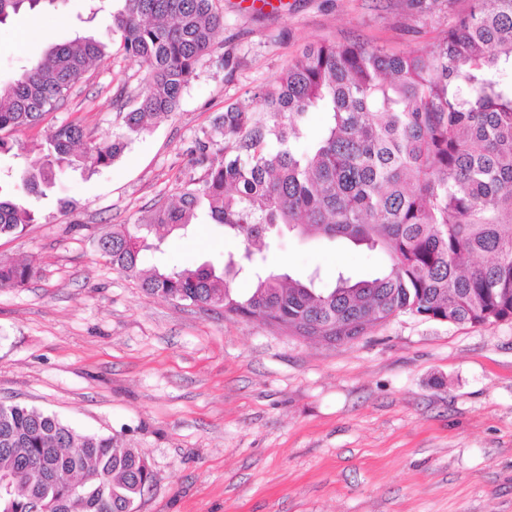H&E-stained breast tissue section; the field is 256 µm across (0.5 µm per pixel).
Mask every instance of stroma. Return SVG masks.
I'll return each mask as SVG.
<instances>
[{
    "label": "stroma",
    "instance_id": "1",
    "mask_svg": "<svg viewBox=\"0 0 512 512\" xmlns=\"http://www.w3.org/2000/svg\"><path fill=\"white\" fill-rule=\"evenodd\" d=\"M224 30L177 108L150 121L112 166L67 170L29 197L34 224L0 238V259H33L25 287L0 290V401L57 415L138 448L154 481L139 512H512V320L487 325L404 314L330 344L145 294L96 249L199 177L191 152L236 100L273 83L308 46L433 47L468 0H221ZM86 35L104 58L65 105L13 137L0 186L19 177L48 131H124L146 70L119 48L112 16L88 0L0 24V80L49 44ZM123 92V106L113 97ZM236 244L200 220L143 269L222 265ZM268 265L302 279L343 266L365 279L377 250L281 235Z\"/></svg>",
    "mask_w": 512,
    "mask_h": 512
}]
</instances>
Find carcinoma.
Wrapping results in <instances>:
<instances>
[{
  "instance_id": "obj_1",
  "label": "carcinoma",
  "mask_w": 512,
  "mask_h": 512,
  "mask_svg": "<svg viewBox=\"0 0 512 512\" xmlns=\"http://www.w3.org/2000/svg\"><path fill=\"white\" fill-rule=\"evenodd\" d=\"M57 0H0V23ZM112 13L120 48L147 68L146 89L125 113L126 133L83 142L84 130L62 123L21 179L42 193L56 172L112 166L130 135L173 111L196 64L224 28L218 0H121ZM471 0L427 53L365 45H320L288 65L278 80L225 107L214 131L198 141L197 179L171 203L97 239L99 252L149 295L224 308V315L286 323L305 336H361L399 314L471 325L512 317V0ZM106 54L91 36L50 46L11 82L0 84V154L12 132L61 108L71 89ZM327 116L308 145L304 118ZM241 240L222 269L140 268L143 240L161 243L198 218ZM34 222L23 200L0 194V236ZM280 226L378 249V275L354 281L339 271L319 288L265 272L261 263ZM248 269L253 287L232 294ZM36 274L30 261H0V288ZM136 448L116 436L83 433L52 414L0 403V476L21 474L0 512H126L153 482Z\"/></svg>"
}]
</instances>
